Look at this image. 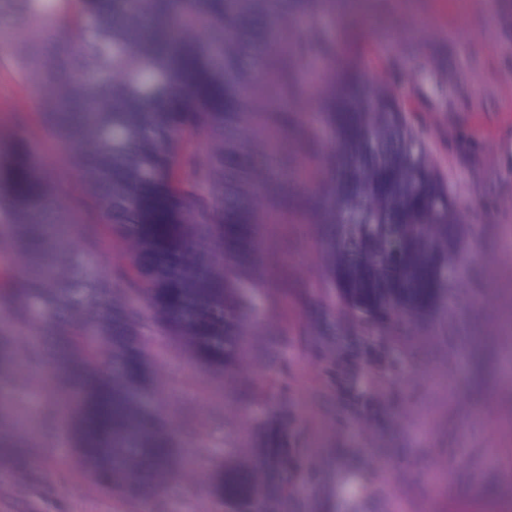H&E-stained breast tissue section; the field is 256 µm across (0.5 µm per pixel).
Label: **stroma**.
<instances>
[{"mask_svg":"<svg viewBox=\"0 0 512 512\" xmlns=\"http://www.w3.org/2000/svg\"><path fill=\"white\" fill-rule=\"evenodd\" d=\"M336 0L321 8L324 55L398 92L409 127L461 222L460 273L431 312L380 324L342 302L324 268L314 183L294 178L260 230L261 278L235 365L203 367L171 336L147 343L153 396L178 454L143 498L104 489L76 446L51 371V322L10 290L36 256L0 223V512H224L221 468H249L271 512H512V0ZM27 137L72 224L71 251L128 291L127 246L99 221L76 152L45 118L32 79L0 55V138ZM285 447L290 466H265Z\"/></svg>","mask_w":512,"mask_h":512,"instance_id":"1","label":"stroma"}]
</instances>
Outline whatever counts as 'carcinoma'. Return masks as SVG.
<instances>
[{"label":"carcinoma","mask_w":512,"mask_h":512,"mask_svg":"<svg viewBox=\"0 0 512 512\" xmlns=\"http://www.w3.org/2000/svg\"><path fill=\"white\" fill-rule=\"evenodd\" d=\"M302 0H0V16L51 18L76 32L61 42L36 81L58 134L77 140L87 190L100 220L130 247L128 264L151 307L145 323L126 296L98 285L75 262L56 259L14 293L31 317L59 329L55 371L65 398L81 396L86 457L107 450L94 471L130 497L167 478L175 448L150 378L145 336L178 337L206 366L230 369L259 277L256 238L262 207L288 202L282 174L291 161L247 134L245 94L271 85L296 95L294 74L324 54L308 11L307 33L291 23ZM320 110L336 148L314 150L317 133L297 130L325 177L313 202L326 226L325 265L335 288H353L386 321L403 307L422 313L448 292L443 271L457 226L448 188L388 91L377 100L361 76L326 82ZM283 136L294 113L270 112ZM206 136L204 152L192 137ZM46 174L27 139L0 150V223H38ZM110 336V344L98 337ZM250 473L224 474L234 495L224 512H252Z\"/></svg>","instance_id":"obj_1"}]
</instances>
